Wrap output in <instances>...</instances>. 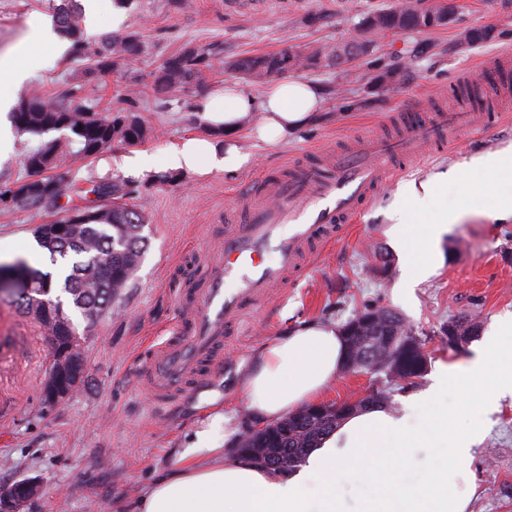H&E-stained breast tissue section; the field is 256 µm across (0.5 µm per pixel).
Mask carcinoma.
<instances>
[{"mask_svg":"<svg viewBox=\"0 0 512 512\" xmlns=\"http://www.w3.org/2000/svg\"><path fill=\"white\" fill-rule=\"evenodd\" d=\"M421 8L437 18L446 5L442 0H433L423 8L421 0H397L387 8L361 14L355 25V34L344 42L313 43L300 50L286 48L226 62L223 61L224 48L219 45L204 49L187 46L158 66L153 88L160 93L186 88L217 63L225 64L227 69L253 85L312 67L339 66L344 64V57L349 53L358 57L370 55L378 37L387 32L411 30L422 33L439 26L437 21L418 23L416 11ZM79 11L75 0H61L54 7L59 32L72 42L71 55L89 61L84 70V80L91 81L107 72H127L139 52L137 34H106L97 39L88 38L79 26ZM78 92L79 89L73 87L69 95L56 100L31 96L15 107L12 120L19 132L42 135L49 131L68 130L73 137L64 142L54 139L37 146L27 143L22 146L25 167L39 163L46 179L55 183L50 195L32 193L26 180L0 176V199H10V203L3 205L5 210L24 209L59 215V218L41 225L42 231L35 233L36 240L41 248L48 251L53 263L70 255L74 257L63 278L61 292L68 295L69 306L91 326L127 287L137 269L146 247V236L143 235L146 219L143 212L130 203L138 192V186L131 181L112 178L90 180L89 187L85 189L89 196L88 204L78 210L84 217L83 227L76 233L62 228L67 223V215L72 212L69 203L74 181L69 174L57 171L58 161L69 152L81 160L91 159L114 141L127 145L141 144L150 138L153 131L124 109L99 113L95 119L89 117L92 107L76 102ZM7 270L40 289L42 300L55 308L56 314L49 319L25 308L45 334L49 337L59 335L58 323L61 322L67 327L69 342L82 345L78 327L65 311L61 297L54 294L52 274L30 266L24 259L7 266ZM365 331V341L354 345L353 354L358 358L366 350H371V365L376 367L374 375L379 380V387L372 392L366 404L357 407L359 411L388 405L392 393L415 384L423 377V374L407 368L404 351H411L416 359H429L423 353L425 342L417 338L403 317L393 310L371 321ZM344 419L343 415L329 413L298 420L292 413L275 424L245 431L237 444L244 449L263 448L267 465L291 470L304 463L309 452L333 433Z\"/></svg>","mask_w":512,"mask_h":512,"instance_id":"carcinoma-1","label":"carcinoma"}]
</instances>
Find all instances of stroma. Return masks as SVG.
Wrapping results in <instances>:
<instances>
[{
    "instance_id": "obj_1",
    "label": "stroma",
    "mask_w": 512,
    "mask_h": 512,
    "mask_svg": "<svg viewBox=\"0 0 512 512\" xmlns=\"http://www.w3.org/2000/svg\"><path fill=\"white\" fill-rule=\"evenodd\" d=\"M391 0H129L120 27L112 9L88 35L137 32L141 53L123 76L107 74L82 92L85 104L105 113L123 107L125 87L136 83L135 113L154 131L141 144L155 166L182 139L206 135L197 110L217 86L240 83V75L217 65L199 85L155 93L152 73L168 56L186 46H224L225 57L275 52L310 43L347 40L361 13ZM452 21L427 33L382 36L365 58L362 81L340 97L330 87L341 82L339 67L297 72L300 80L326 88L319 118L285 142L261 140L251 125L235 134L251 161L233 174H187L173 184L140 187L136 205L146 216L148 238L128 288L110 311L84 333L85 381L67 400L47 406L42 388L51 345L40 325L10 298L0 296V486L35 477L41 493L23 512H131L138 495L154 481L175 474L182 454L209 415L223 412L210 445L233 448L250 422L244 387L258 351L288 326L308 321L343 324L356 311L387 307L398 312L425 341L429 367L466 363L476 340L449 349L439 328L460 313L478 314L481 334L512 312V221L494 223L485 216L497 198L512 193V179L488 174L478 156L512 150V111L496 127L467 130L466 152L446 147L425 154L422 162L395 161V173L368 202L361 219L330 250L309 252L299 282L284 299L269 301L246 321L228 355L199 391L161 409L148 400L142 377L144 358L170 335L178 316L177 296L187 267L201 264L224 235V210L241 199L267 172L287 173L291 162L311 164L355 138L397 135L402 115L416 104L428 110L458 111L453 89L461 79H478L502 54L512 53V0H453ZM46 0H0V54L9 55L26 40L32 16L47 13ZM467 29L489 31L486 41L460 46ZM85 64L72 57L46 59L29 78L22 95L53 98L79 82ZM405 70V80L379 86L386 68ZM128 145L120 142L95 158L61 166L78 182L123 177L118 165ZM451 172L440 196L414 207L411 223H431L438 208L460 210L444 235L442 259L425 280H405L401 247L388 233L390 212L401 203L407 184H422L438 172ZM486 184L480 198L464 195L465 182ZM48 213L0 209V263L25 258L46 268L48 252L31 251L35 225ZM392 259L390 275L373 277L371 247ZM468 512H512V396L500 400L470 464Z\"/></svg>"
}]
</instances>
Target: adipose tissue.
Masks as SVG:
<instances>
[{"mask_svg":"<svg viewBox=\"0 0 512 512\" xmlns=\"http://www.w3.org/2000/svg\"><path fill=\"white\" fill-rule=\"evenodd\" d=\"M35 52L0 58V68L12 74L13 89L0 95V112H9L29 75L45 56L69 49L56 34L50 18L31 23ZM322 87L297 79L274 83L261 97L235 85L214 91L200 105L209 137H191L175 145L164 161L167 170L206 175L231 174L249 161L234 141L243 123L251 121L260 138L288 140L308 125L320 110ZM392 235L401 243L413 279L428 276L440 257L438 244L452 219L440 213L435 223L415 230L406 208L392 215ZM345 360L343 338L335 326L301 323L285 329L255 357L245 394L253 421L269 424L317 402L335 381ZM460 395L457 406L437 399L448 388ZM512 394V316L501 318L465 365H440L432 383L411 396L428 418L413 429L405 415L374 408L350 416L313 449L295 471L257 464L248 455L223 456L208 445V429L197 433L194 447L183 455L174 475L156 480L138 496L132 512H466L470 494L465 485L468 464L481 432L464 426L471 404L492 412L499 399ZM433 448L440 456L416 482L406 479L407 449ZM365 469L370 487L362 489L358 469Z\"/></svg>","mask_w":512,"mask_h":512,"instance_id":"ef3b65f1","label":"adipose tissue"}]
</instances>
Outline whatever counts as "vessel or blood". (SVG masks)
<instances>
[{
  "instance_id": "1",
  "label": "vessel or blood",
  "mask_w": 512,
  "mask_h": 512,
  "mask_svg": "<svg viewBox=\"0 0 512 512\" xmlns=\"http://www.w3.org/2000/svg\"><path fill=\"white\" fill-rule=\"evenodd\" d=\"M470 113L410 116L392 138H364L333 155L327 168L297 165L267 174L244 196L240 215L226 216L221 247L201 277L180 292L175 336L152 351L143 373L157 404L174 402L211 377L239 335L243 318L286 291L310 245L335 240L393 175L390 160L416 157L425 144L462 132Z\"/></svg>"
}]
</instances>
